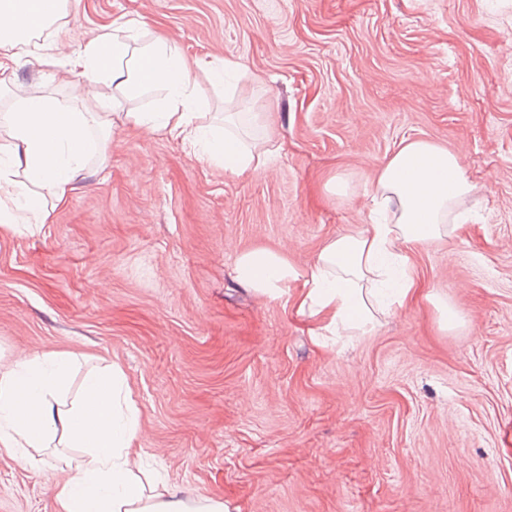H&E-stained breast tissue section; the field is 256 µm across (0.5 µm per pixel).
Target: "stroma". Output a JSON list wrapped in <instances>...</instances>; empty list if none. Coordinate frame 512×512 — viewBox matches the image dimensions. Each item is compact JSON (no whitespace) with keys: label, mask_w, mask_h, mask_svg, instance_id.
<instances>
[{"label":"stroma","mask_w":512,"mask_h":512,"mask_svg":"<svg viewBox=\"0 0 512 512\" xmlns=\"http://www.w3.org/2000/svg\"><path fill=\"white\" fill-rule=\"evenodd\" d=\"M134 19L189 61L238 63L206 123L258 116L277 154L235 176L116 124L46 223L0 229V366L72 355L62 404L118 366L139 446L180 498L227 512H512V0H69L79 47ZM13 82L74 108L43 66ZM456 153L470 220L415 249L419 297L371 334L319 340L235 277L268 249L305 271L370 223L406 142ZM435 293L463 320L440 330ZM79 449L0 448V512H58Z\"/></svg>","instance_id":"1"}]
</instances>
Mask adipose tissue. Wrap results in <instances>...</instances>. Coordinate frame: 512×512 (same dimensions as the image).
<instances>
[{
	"mask_svg": "<svg viewBox=\"0 0 512 512\" xmlns=\"http://www.w3.org/2000/svg\"><path fill=\"white\" fill-rule=\"evenodd\" d=\"M68 0H0V86L16 99L0 114V226L43 224L65 204L91 159L106 161L114 127L110 94L138 97L159 89L149 112L128 111L125 124L145 128L242 176L263 169L273 149L244 140L225 120L223 133L198 124L204 106L189 60L163 36L142 40L140 24L113 23L110 31L71 52L58 35ZM44 66L80 105L73 112L12 83L22 59ZM473 186L458 156L426 140L401 146L378 169L368 193L379 218L336 235L305 273L279 253L257 249L235 261L237 278L259 297L277 299L296 289L294 309L322 316L333 335L373 332L387 283L402 250L456 232L448 214ZM71 361L58 353L20 355L0 368V447H50L67 442L83 451L70 479L58 487L60 512H224V503L183 500L167 488H145L137 448V410L123 393L118 370L89 375L73 406L58 395Z\"/></svg>",
	"mask_w": 512,
	"mask_h": 512,
	"instance_id": "ef3b65f1",
	"label": "adipose tissue"
}]
</instances>
